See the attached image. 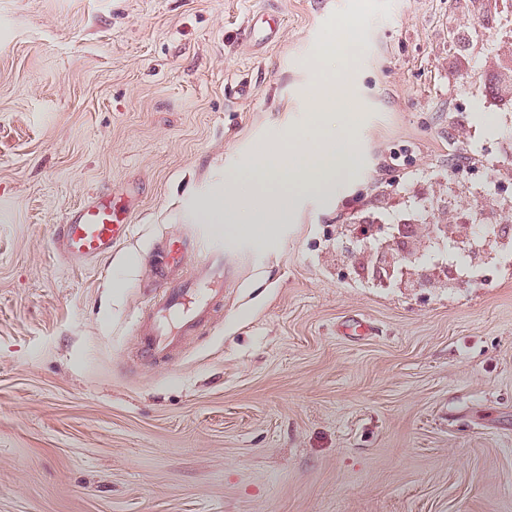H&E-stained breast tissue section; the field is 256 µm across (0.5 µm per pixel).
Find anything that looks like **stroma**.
I'll return each instance as SVG.
<instances>
[{"label":"stroma","mask_w":512,"mask_h":512,"mask_svg":"<svg viewBox=\"0 0 512 512\" xmlns=\"http://www.w3.org/2000/svg\"><path fill=\"white\" fill-rule=\"evenodd\" d=\"M376 2L366 26L336 0H0V512H512V252L382 288L336 248L418 214L512 238L494 185L448 170L449 143L493 144L512 189V6ZM271 6L278 42L250 47ZM339 41L354 61L309 66ZM332 74L357 130L345 189L300 199L265 250L243 240L213 325L134 364L154 245ZM97 191L134 196L130 235L74 267L56 238Z\"/></svg>","instance_id":"stroma-1"}]
</instances>
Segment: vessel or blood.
Returning a JSON list of instances; mask_svg holds the SVG:
<instances>
[{
	"mask_svg": "<svg viewBox=\"0 0 512 512\" xmlns=\"http://www.w3.org/2000/svg\"><path fill=\"white\" fill-rule=\"evenodd\" d=\"M281 20L263 10L246 28L247 40L257 46L275 41ZM131 231L111 194L95 192L71 209L56 241L59 254L70 264L83 265L111 254ZM161 258L154 269L153 297L141 318L138 360L146 365L165 361L187 336L210 323L233 282L236 260L224 253V242L209 237L206 228L162 240ZM198 256L187 269L190 256Z\"/></svg>",
	"mask_w": 512,
	"mask_h": 512,
	"instance_id": "vessel-or-blood-1",
	"label": "vessel or blood"
}]
</instances>
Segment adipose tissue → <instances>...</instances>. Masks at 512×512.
<instances>
[{
    "label": "adipose tissue",
    "mask_w": 512,
    "mask_h": 512,
    "mask_svg": "<svg viewBox=\"0 0 512 512\" xmlns=\"http://www.w3.org/2000/svg\"><path fill=\"white\" fill-rule=\"evenodd\" d=\"M348 96L343 82L316 86L307 110L318 124L289 129L276 155L256 154L245 168L225 170L223 193L204 202L199 218L223 225L226 246L241 241L243 225L253 224L256 246L266 247L270 233L287 223L298 197L328 198L339 192L357 168L353 135L335 118L337 103Z\"/></svg>",
    "instance_id": "adipose-tissue-1"
}]
</instances>
